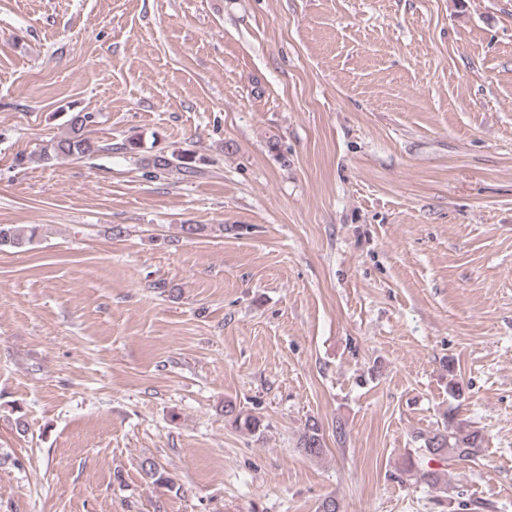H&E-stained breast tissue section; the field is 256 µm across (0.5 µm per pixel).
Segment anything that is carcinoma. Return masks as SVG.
Wrapping results in <instances>:
<instances>
[{
	"mask_svg": "<svg viewBox=\"0 0 512 512\" xmlns=\"http://www.w3.org/2000/svg\"><path fill=\"white\" fill-rule=\"evenodd\" d=\"M95 123V115L91 112H77L69 119L67 132L44 146L36 156L21 157L19 163L30 161L47 163L63 157H91L105 150V147L90 137L88 128ZM39 233L35 224H0V250L20 249L33 244ZM224 416L228 417L235 428L249 434H261L262 422L254 415L246 414L238 409L236 404L224 403ZM423 448L421 454L408 455L403 461V472L416 478L417 481L430 487L443 483L441 475L423 466V459L456 461H472L482 451L484 437L480 430L455 421L453 415H448V424L443 429H437L422 435ZM299 450L308 457H318L324 453L325 441L320 423L315 419L306 422L298 441ZM141 469L152 484L171 489L173 480L155 462L145 459Z\"/></svg>",
	"mask_w": 512,
	"mask_h": 512,
	"instance_id": "obj_1",
	"label": "carcinoma"
}]
</instances>
